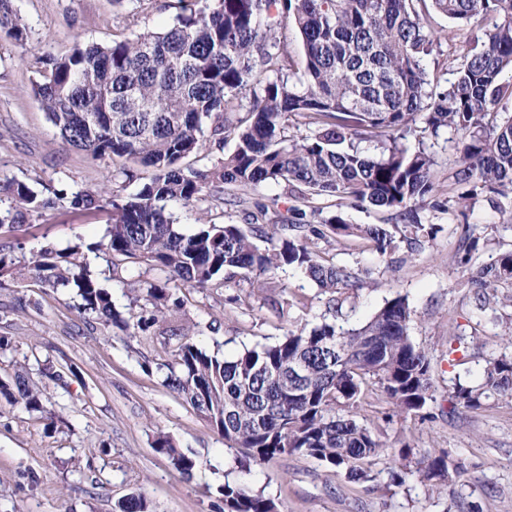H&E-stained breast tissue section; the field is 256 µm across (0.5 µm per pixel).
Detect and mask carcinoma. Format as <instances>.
Segmentation results:
<instances>
[{
  "mask_svg": "<svg viewBox=\"0 0 512 512\" xmlns=\"http://www.w3.org/2000/svg\"><path fill=\"white\" fill-rule=\"evenodd\" d=\"M178 0L174 25L109 46L77 45L62 58L47 55L32 92L63 143L93 160L112 161V183L137 184L135 193L105 198L89 190L62 188L44 197L25 183L0 188V226L19 224L61 201L110 214L105 237L86 246L118 268L116 258L135 259L166 273L162 284L132 288L145 293L149 315L124 319L109 292L80 261L81 246L52 248L23 264L0 249V277L30 275L48 288H70L78 309L136 336L180 312L182 302L169 284L218 288L237 274L271 287L277 270L288 267L325 292L357 287L347 268L325 260L314 240L357 237L385 256L396 248L398 226L348 224L334 215L319 224H272L245 230L212 224L201 209L198 228L183 234L166 204L199 206L224 186L297 183L349 206L400 209L437 205L432 157L409 151L399 139L422 115L423 130L457 136L456 183L464 188L457 204L465 209L484 191L512 190V0H431L437 13L463 25L492 21L481 48L461 57L454 81L442 92L430 89L424 58L433 44L425 0ZM298 31L305 56V87L289 84L283 71L288 53L274 39L283 22ZM0 31L27 41V26L11 0H0ZM297 116L311 134L285 135ZM385 140L373 155L360 147ZM233 149L201 169L188 162L214 146ZM278 238L260 248L254 236ZM480 308L490 302L512 307V251L470 272ZM411 310L403 298L385 302L359 328L343 330L324 322L297 326L272 345L246 348L228 360L191 342L181 343L165 382L183 395L240 464L264 465L301 453L327 468L345 471L357 483L373 481L372 466L386 445L355 419L354 408L368 392L381 389L398 413L420 414L432 399L431 360L408 335ZM300 363L304 374L288 371ZM456 404L480 408L496 396L512 397V351L485 360L474 384L456 382ZM47 414L44 390L25 374L0 382V399ZM157 451L190 478L193 458L163 435ZM403 463L389 471L394 486L419 473L449 483L462 465L448 453L430 456L413 470ZM224 512H278L276 503L249 488L225 482ZM144 495L118 502L116 512H148Z\"/></svg>",
  "mask_w": 512,
  "mask_h": 512,
  "instance_id": "carcinoma-1",
  "label": "carcinoma"
}]
</instances>
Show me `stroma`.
<instances>
[{
    "instance_id": "1",
    "label": "stroma",
    "mask_w": 512,
    "mask_h": 512,
    "mask_svg": "<svg viewBox=\"0 0 512 512\" xmlns=\"http://www.w3.org/2000/svg\"><path fill=\"white\" fill-rule=\"evenodd\" d=\"M169 2L13 0L28 40L22 45L0 32V183L111 195V161L91 160L64 145L34 98L39 59L46 53L67 56L79 42L108 45L163 32L177 14ZM432 31L438 45L427 70L432 86L442 91L479 31L438 13ZM455 142L452 131L434 136L413 123L405 144L413 151L426 149L433 158L438 204L418 207L422 231L413 241H400L392 258L379 257L358 238L317 241L325 259L356 274L355 288L324 292L290 269L277 271L270 288H258L240 275L223 288H180L183 317L133 338L79 314L72 290L45 288L33 279L0 289V336L12 340L0 351V381H12L23 368L48 395L43 414L0 401V512H114L131 493L143 494L151 512H224L219 488L227 480L263 492L280 512H512V398H493L470 411L456 408L453 398L455 382L477 381L485 359L498 355L512 334V309L478 310L457 262L465 232L478 242L473 264L512 251V192L483 193L468 208H459ZM259 204L279 224L294 222L299 210L314 222L317 209L326 216L342 215L350 224L407 223L399 212L344 206L337 197L314 196L284 181L225 189L223 203L209 218L248 228ZM107 225L106 213L62 202L27 223L0 228V244L13 247L15 257L29 259L47 246L64 251L100 241ZM87 261L126 319L145 310L143 303L133 302L132 286L164 278L159 270L130 262L116 277L103 260L91 255ZM399 296L412 312V341L431 358L433 399L423 418L400 415L379 391L362 401L359 420L388 446L373 468L372 488L301 454L241 467L236 449L165 384L166 365L181 341L230 358L243 348L278 342L293 323L359 326ZM275 299L291 303L289 320L278 317L271 306ZM473 339L479 342L475 355L449 365V348ZM50 412L56 416L52 428L46 420ZM161 433L195 460L192 478L182 477L156 451ZM405 445L410 464L446 450L461 459L465 472L440 492L417 479L392 486L391 458Z\"/></svg>"
}]
</instances>
